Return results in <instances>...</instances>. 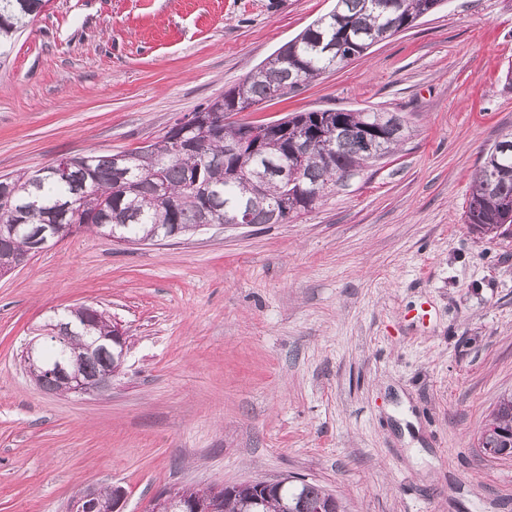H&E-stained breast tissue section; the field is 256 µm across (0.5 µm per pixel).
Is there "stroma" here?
Wrapping results in <instances>:
<instances>
[{
  "instance_id": "stroma-1",
  "label": "stroma",
  "mask_w": 512,
  "mask_h": 512,
  "mask_svg": "<svg viewBox=\"0 0 512 512\" xmlns=\"http://www.w3.org/2000/svg\"><path fill=\"white\" fill-rule=\"evenodd\" d=\"M335 0H47L0 56V175L129 152L223 95ZM512 0H444L297 94L235 114L404 115L397 152L280 224L146 244L78 231L0 277V512H67L122 487L284 477L345 512H512V457L477 438L512 393V234L465 222L512 132ZM90 306L129 350L106 393L21 365L50 317Z\"/></svg>"
}]
</instances>
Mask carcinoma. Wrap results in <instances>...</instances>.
I'll use <instances>...</instances> for the list:
<instances>
[{"mask_svg": "<svg viewBox=\"0 0 512 512\" xmlns=\"http://www.w3.org/2000/svg\"><path fill=\"white\" fill-rule=\"evenodd\" d=\"M45 0H0V53L6 54L17 32L42 10ZM443 0H336L335 8L318 18L274 53V64H261L224 95L201 105L191 118L177 120L158 140L125 153L116 163L112 154L88 153L72 158L68 176L45 167L0 179V259L21 260L40 240H52V225L66 224L69 232L82 227L127 242L145 237L156 240L198 230L203 213L217 224L235 219L249 224H278L291 213L305 212L324 197L341 178L397 150L410 135L405 117L377 109H326L287 115L288 130L277 125L263 135L249 137L251 124L228 123L210 131L192 125L196 115L243 112L253 106L297 92L302 86L345 62L364 55L375 43L404 31L429 14ZM310 136L299 176L281 172ZM198 139L200 150L182 147ZM244 146L233 153L230 146ZM512 205V134L503 136L487 152L472 177L465 211L470 228L495 238L505 205ZM87 334L68 347L46 345V357L70 361L85 344L112 331L110 316L84 308L77 319L62 313ZM112 352L86 357L82 373L102 377L114 368ZM489 419L506 428L512 425V394L500 398ZM478 446L497 449V456H512V435L480 431ZM207 489L189 492L203 499V512H234L237 501H213ZM327 495L315 483L301 481L274 486L269 493L249 495L251 512H308L309 504Z\"/></svg>", "mask_w": 512, "mask_h": 512, "instance_id": "obj_1", "label": "carcinoma"}]
</instances>
